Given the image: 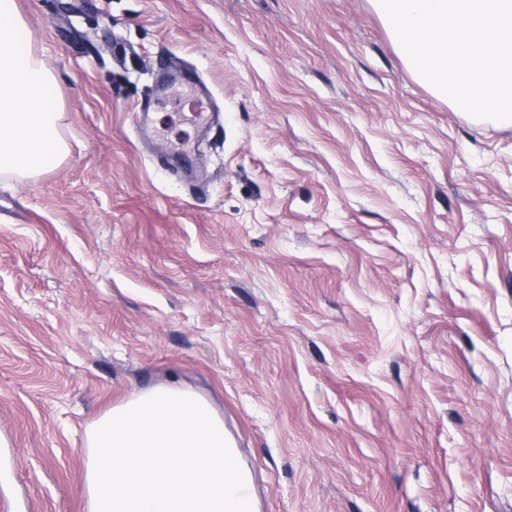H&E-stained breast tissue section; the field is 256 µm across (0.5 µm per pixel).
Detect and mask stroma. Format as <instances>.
Listing matches in <instances>:
<instances>
[{"label": "stroma", "mask_w": 512, "mask_h": 512, "mask_svg": "<svg viewBox=\"0 0 512 512\" xmlns=\"http://www.w3.org/2000/svg\"><path fill=\"white\" fill-rule=\"evenodd\" d=\"M16 3L67 145L0 176L17 512H87L88 429L173 381L258 512H512V126L373 0Z\"/></svg>", "instance_id": "stroma-1"}]
</instances>
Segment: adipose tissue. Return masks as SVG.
<instances>
[{
	"label": "adipose tissue",
	"mask_w": 512,
	"mask_h": 512,
	"mask_svg": "<svg viewBox=\"0 0 512 512\" xmlns=\"http://www.w3.org/2000/svg\"><path fill=\"white\" fill-rule=\"evenodd\" d=\"M54 87L16 0H0V174L35 177L64 154Z\"/></svg>",
	"instance_id": "adipose-tissue-1"
}]
</instances>
